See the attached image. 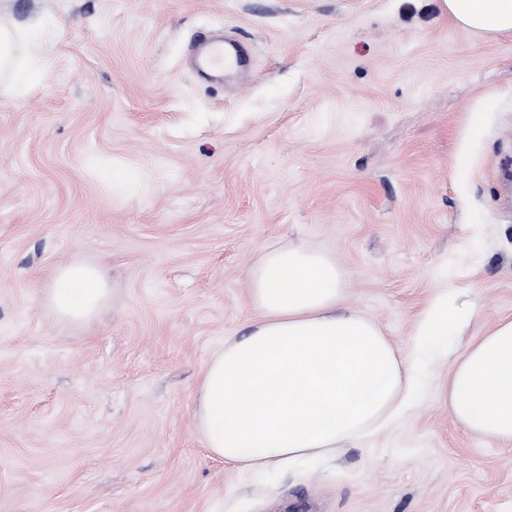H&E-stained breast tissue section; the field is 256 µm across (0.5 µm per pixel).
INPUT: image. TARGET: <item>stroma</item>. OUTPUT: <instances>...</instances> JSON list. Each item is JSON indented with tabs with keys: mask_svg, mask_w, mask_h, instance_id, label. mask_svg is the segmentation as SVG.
I'll list each match as a JSON object with an SVG mask.
<instances>
[{
	"mask_svg": "<svg viewBox=\"0 0 512 512\" xmlns=\"http://www.w3.org/2000/svg\"><path fill=\"white\" fill-rule=\"evenodd\" d=\"M40 21L39 85L0 95V512H512V445L448 411V364L387 427L274 474L213 457L205 363L256 311L261 250L308 244L344 307L409 355L431 300L454 347L512 316V35L441 0H0ZM246 73L203 81L198 34ZM103 269L89 322L49 301ZM106 296L103 273L84 265L61 268L50 290V300L57 315L72 321L91 318Z\"/></svg>",
	"mask_w": 512,
	"mask_h": 512,
	"instance_id": "stroma-1",
	"label": "stroma"
}]
</instances>
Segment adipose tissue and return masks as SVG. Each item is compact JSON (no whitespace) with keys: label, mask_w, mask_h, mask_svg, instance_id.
Listing matches in <instances>:
<instances>
[{"label":"adipose tissue","mask_w":512,"mask_h":512,"mask_svg":"<svg viewBox=\"0 0 512 512\" xmlns=\"http://www.w3.org/2000/svg\"><path fill=\"white\" fill-rule=\"evenodd\" d=\"M442 7L471 31L512 33V0H442ZM47 53L39 22L21 29L0 19V79L37 84ZM343 286L342 269L324 251L275 247L258 257L250 272L258 317L208 360L197 389L198 428L214 457L276 472L333 453L414 407L405 361L377 325L340 308ZM106 296L103 273L84 265L61 268L50 290L57 315L72 321L91 318ZM472 314L436 296L416 324L413 357L446 348L454 421L512 443V317L463 348L449 347Z\"/></svg>","instance_id":"obj_1"}]
</instances>
